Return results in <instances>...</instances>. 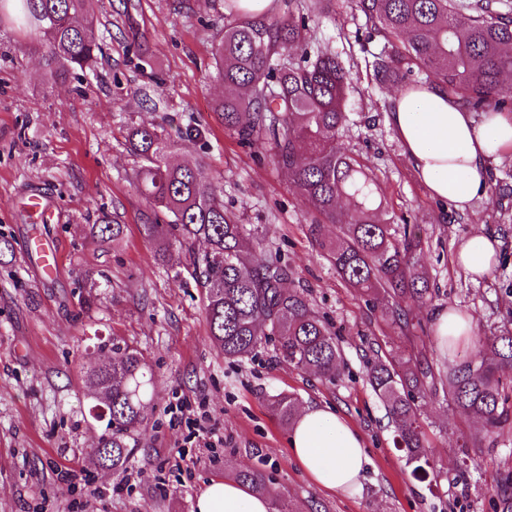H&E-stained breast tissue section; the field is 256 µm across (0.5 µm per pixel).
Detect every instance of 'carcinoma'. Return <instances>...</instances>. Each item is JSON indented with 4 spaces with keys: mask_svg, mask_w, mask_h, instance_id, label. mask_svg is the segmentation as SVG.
Segmentation results:
<instances>
[{
    "mask_svg": "<svg viewBox=\"0 0 512 512\" xmlns=\"http://www.w3.org/2000/svg\"><path fill=\"white\" fill-rule=\"evenodd\" d=\"M89 0H13L15 18L44 34L48 67L56 81L89 69L100 52L94 29L79 22ZM369 26L375 78L397 87L420 73L468 110L499 112L512 105V0H354ZM216 63L224 85L245 95L219 105L225 128L243 142L267 139L276 162L304 201L329 224L308 225L309 235L349 287L373 299L402 331L414 326L412 306L432 297L429 277L417 266L423 239L415 226L396 229L386 219L377 180L339 142L347 121L350 76L338 55L312 48L293 10L259 20L224 24ZM140 159L138 190L165 224L144 225L164 264L172 249L188 256L184 270L205 299L209 336L224 358L241 361L263 341L275 342L276 357L327 382L341 373L335 334L314 311L304 292L286 287L288 263L268 259L246 245L242 225L224 209L222 189L206 165L175 164L173 143L158 128L129 134ZM125 225L104 214L90 232L101 243L122 239ZM206 242L198 252L194 243ZM492 358L466 360L446 369L421 355L402 368L377 360L369 384L395 423L397 445L425 472L415 396L443 394L455 408L488 429L512 417V331L491 338ZM93 419L104 424L96 452L101 465L126 466L131 432L148 418L154 378L140 353L112 348L109 361L86 374ZM275 418L294 427L298 399H270ZM235 478L253 492L270 495L276 512H292L255 469Z\"/></svg>",
    "mask_w": 512,
    "mask_h": 512,
    "instance_id": "carcinoma-1",
    "label": "carcinoma"
}]
</instances>
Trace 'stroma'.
Returning <instances> with one entry per match:
<instances>
[{
	"label": "stroma",
	"instance_id": "stroma-1",
	"mask_svg": "<svg viewBox=\"0 0 512 512\" xmlns=\"http://www.w3.org/2000/svg\"><path fill=\"white\" fill-rule=\"evenodd\" d=\"M90 14L98 62L60 82L46 66L43 34L0 11V235L15 245L0 257V512H195L211 479L242 469L262 471L293 512H499L512 420L489 431L443 397L416 399L429 462L422 481L395 444L367 372L374 357L397 365L419 351L437 367L479 359L501 327H512V153L490 161L494 188L465 211L432 197L388 121L397 88L382 87L365 65L364 17L351 0H325L313 42L336 52L352 78L340 143L377 178L390 223L414 225L424 239L418 261L433 298L414 307L416 325L404 333L312 242L308 227L319 217L271 147L244 146L225 128L215 52L234 19L227 0H91ZM139 126L174 140L176 161L205 159L247 242L287 261L289 287L304 291L336 334L344 367L335 383L277 362L270 342L237 362L213 345L200 290L156 261L144 233L152 210L136 189L139 160L128 145ZM32 191L50 201V223L27 222ZM103 211L125 225L119 242L90 236ZM478 231L497 239L498 260L474 282L452 256ZM31 235L60 245L56 279L42 280L22 255ZM448 306L474 323L473 336L449 352L432 328L434 312ZM114 344L137 350L155 377L150 419L132 432L122 470L90 454L102 427L83 378ZM279 393L329 406L362 433L369 461L356 491L325 489L301 470L288 427L268 405ZM177 397L204 403L223 446L199 447L171 423L167 406ZM72 460L84 470L63 481L56 468Z\"/></svg>",
	"mask_w": 512,
	"mask_h": 512
}]
</instances>
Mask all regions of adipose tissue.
<instances>
[{
  "label": "adipose tissue",
  "mask_w": 512,
  "mask_h": 512,
  "mask_svg": "<svg viewBox=\"0 0 512 512\" xmlns=\"http://www.w3.org/2000/svg\"><path fill=\"white\" fill-rule=\"evenodd\" d=\"M389 121L416 175L431 195L463 210L488 190L487 167L512 152V114L474 117L438 87L423 83L399 93ZM455 265L479 280L496 264L491 237L477 234L454 254ZM302 471L317 485L347 493L357 489L367 461L362 436L332 408L301 410L289 439ZM196 512H275L272 500L231 478L211 480L196 499Z\"/></svg>",
  "instance_id": "1"
}]
</instances>
